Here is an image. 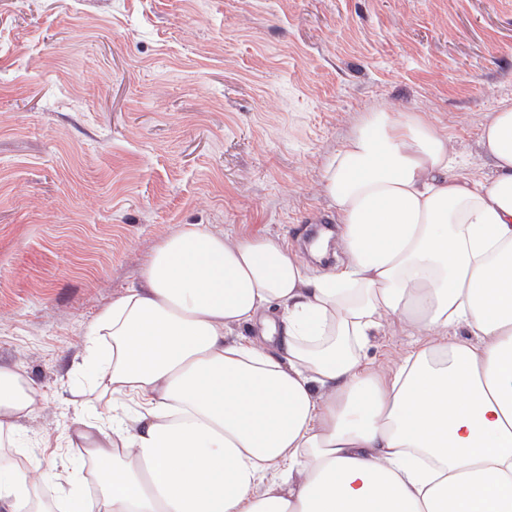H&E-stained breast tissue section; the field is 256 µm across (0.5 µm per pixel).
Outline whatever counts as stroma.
<instances>
[{"mask_svg":"<svg viewBox=\"0 0 512 512\" xmlns=\"http://www.w3.org/2000/svg\"><path fill=\"white\" fill-rule=\"evenodd\" d=\"M505 104L512 0H0V366L43 400L33 480L52 497L82 464L85 332L169 235L246 229L327 269L324 161L369 112L418 113L479 175ZM414 342L388 322L367 359Z\"/></svg>","mask_w":512,"mask_h":512,"instance_id":"1","label":"stroma"}]
</instances>
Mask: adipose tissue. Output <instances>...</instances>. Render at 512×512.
I'll list each match as a JSON object with an SVG mask.
<instances>
[{
    "label": "adipose tissue",
    "instance_id": "ef3b65f1",
    "mask_svg": "<svg viewBox=\"0 0 512 512\" xmlns=\"http://www.w3.org/2000/svg\"><path fill=\"white\" fill-rule=\"evenodd\" d=\"M460 169L414 112L379 109L323 188L342 263L278 239L185 224L87 331L102 422L89 468L45 498L16 454L42 400L0 368L9 512H512V105ZM417 343L365 352L387 318Z\"/></svg>",
    "mask_w": 512,
    "mask_h": 512
}]
</instances>
